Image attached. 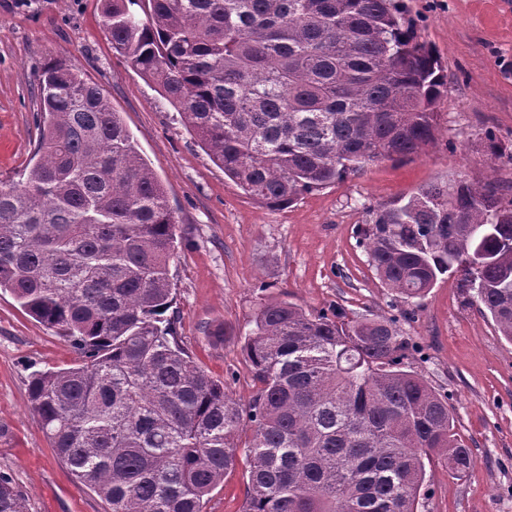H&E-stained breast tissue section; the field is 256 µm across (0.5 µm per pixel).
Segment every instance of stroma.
Segmentation results:
<instances>
[{"mask_svg":"<svg viewBox=\"0 0 512 512\" xmlns=\"http://www.w3.org/2000/svg\"><path fill=\"white\" fill-rule=\"evenodd\" d=\"M401 5L448 76L435 143L270 209L225 176L158 87L113 50L101 0H0V182L20 181L33 154L43 67L70 61L120 113L177 213L169 314L193 361L244 408L255 386L241 347L261 303L285 299L314 314L338 308L354 319H397L417 346L411 370L448 396L473 455L460 479L432 466L423 512H512V343L469 303L458 276L407 301L382 285L358 243L373 209L426 185L512 186V0ZM490 132L505 158L487 155ZM78 359L65 337L0 291V472L13 478L29 512H106L59 462L28 397L33 372ZM247 481L237 464L210 494L207 512H242Z\"/></svg>","mask_w":512,"mask_h":512,"instance_id":"1","label":"stroma"}]
</instances>
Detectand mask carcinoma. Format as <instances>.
<instances>
[{
    "mask_svg": "<svg viewBox=\"0 0 512 512\" xmlns=\"http://www.w3.org/2000/svg\"><path fill=\"white\" fill-rule=\"evenodd\" d=\"M102 10L112 49L265 207L435 140L448 76L394 0ZM39 96L32 165L0 184V290L81 355L34 372L28 395L59 461L107 512H207L241 454L243 512H418L428 464L465 475L472 457L448 397L404 369L413 343L390 318L261 304L243 345L257 391L242 410L174 335L178 220L119 114L64 59L42 70ZM361 243L406 299L461 274L512 342V193L430 184L374 210ZM0 512H27L5 474Z\"/></svg>",
    "mask_w": 512,
    "mask_h": 512,
    "instance_id": "obj_1",
    "label": "carcinoma"
}]
</instances>
